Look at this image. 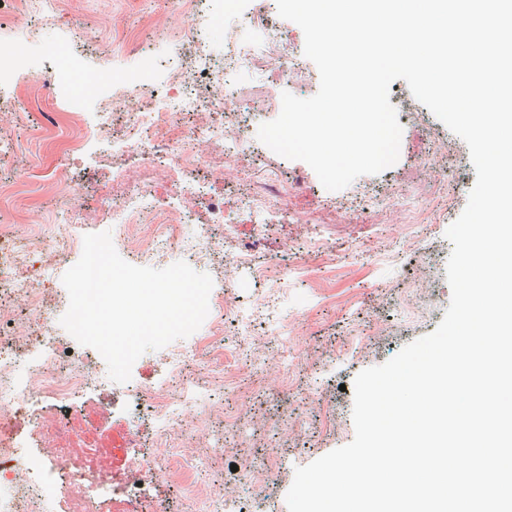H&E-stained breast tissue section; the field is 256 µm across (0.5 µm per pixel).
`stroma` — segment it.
<instances>
[{
    "instance_id": "1",
    "label": "stroma",
    "mask_w": 512,
    "mask_h": 512,
    "mask_svg": "<svg viewBox=\"0 0 512 512\" xmlns=\"http://www.w3.org/2000/svg\"><path fill=\"white\" fill-rule=\"evenodd\" d=\"M203 8L209 16L204 51L211 63L224 60L226 31L257 45L262 29L272 28L301 65L288 79L278 78L268 60L237 73L238 82L262 85L267 94L224 111V151L236 156L235 166L214 163L194 174L201 185L224 189L225 222L209 227L211 237L223 239V253L200 259L174 248L153 266L184 261L209 274L212 295L230 298L252 314L248 335L226 322L218 346L228 354L247 348L263 363L240 368L234 389L225 390L223 374L203 343L210 334L205 324L168 348L143 354L130 381L113 382L101 355L79 347L60 323L69 305L62 277L79 260L81 247L37 255L38 268L46 272L49 335L31 343L36 312L24 299L0 305V328L17 339V374L26 375L28 363L45 353L78 347L87 370L101 382L70 401L64 433L49 424L33 434L30 409L11 414L12 434L24 454H66L87 475L75 483L45 476L39 502L25 498L24 476L14 477L25 512L41 505L47 512H64L66 501L80 493L101 496L103 512H128L126 476L136 457L152 464L139 486L147 512H195L183 467L217 435L223 451L198 473V481L244 512H288L286 494L296 468L353 440L357 374L433 332L449 306L446 265L452 245L446 230L465 209L476 180L466 143L413 97L404 80H395L389 101L402 126L397 163L342 190H326L308 164L276 155L257 137L259 126L279 115L283 92L309 98L319 89L318 69L303 56L301 28L279 16L276 0H240L235 14L225 13L224 0H205ZM183 22L176 0H0V52L21 48L32 65L31 73L0 87V137L15 143L10 154L0 155V183L18 190L11 199L0 198V224L13 225L20 254L32 253L37 225L57 223L63 235L78 240L110 232L118 254L138 264L127 246V225L103 220L97 206L110 176L112 142L127 116L113 115L107 136L89 139L109 105L83 99L81 83L93 75L120 94L126 74H142L148 105L155 108L177 94L176 79L188 72L201 100H209L206 68L195 64L187 44L175 37ZM124 31L136 36V46L122 43ZM242 111L250 127L241 138ZM80 140L88 143L82 164L94 167V181H60L69 149ZM430 155L448 170V192L409 242L402 213L384 214L380 208L387 198L418 195L433 183ZM124 168L130 185L146 192L150 210L191 211L192 200L168 198L161 171L150 168L143 155L126 156ZM297 179L304 189L285 197L284 205L300 215L298 223H269L267 215L241 203L254 187L277 190ZM367 204L371 212L353 222L354 212ZM181 349L191 351L188 372L203 377L205 385L182 424L163 431L147 416L145 396L170 390L167 357ZM163 439L179 448L178 458L160 461ZM262 463L269 464V476L242 479V469Z\"/></svg>"
}]
</instances>
